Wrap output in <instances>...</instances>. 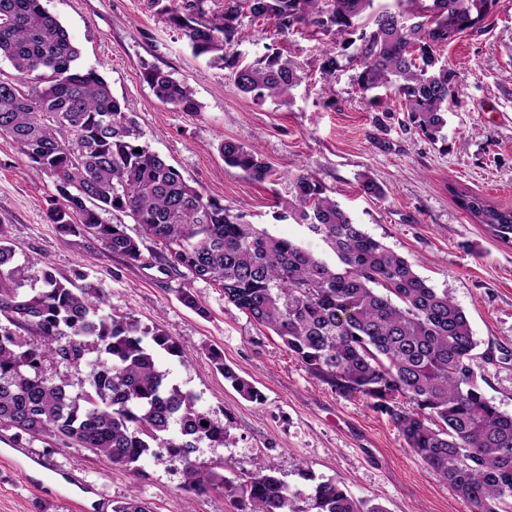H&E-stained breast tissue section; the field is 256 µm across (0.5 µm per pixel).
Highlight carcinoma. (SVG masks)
Returning a JSON list of instances; mask_svg holds the SVG:
<instances>
[{
    "label": "carcinoma",
    "mask_w": 512,
    "mask_h": 512,
    "mask_svg": "<svg viewBox=\"0 0 512 512\" xmlns=\"http://www.w3.org/2000/svg\"><path fill=\"white\" fill-rule=\"evenodd\" d=\"M206 0H148L183 32L195 56L232 69L234 84L255 102L290 96L301 81L281 49L265 46L251 62L227 54L239 19H266L278 35L312 29L337 38L359 33L356 83L370 100L393 92L408 122L434 139L447 125L459 88L456 72L438 64L436 48L477 30L499 0H407L411 12L376 0H228L221 24L200 21ZM13 78H0V138L11 140L61 197L49 212L62 237L83 236L105 252L142 261L140 240L101 213H121L164 249L162 259L221 289L224 300L275 333L285 348L336 392L359 394L388 415L407 448L469 506V512H512V415L487 399L476 381L479 346L467 316L446 292L426 283L407 259L370 236L313 176L294 178L282 217L304 224L336 256L332 266L299 244L259 230L244 213L204 196L142 142L133 114L116 99L42 0H0V58ZM156 98L182 112L199 103L184 81L143 65ZM70 133L61 141V132ZM224 163L262 182L270 168L255 149L226 140ZM361 194L384 189L367 174ZM460 209L491 234L512 242V208L452 190ZM15 250L0 225V429L62 445L76 444L110 463L138 470L146 455L185 462L183 488L221 489L236 512H386L327 480L290 488L267 465L237 484L191 461L199 444L222 446L224 421L197 396L168 380L159 356H180L177 341L133 316L104 313L101 282L83 275L62 282L42 272V288L20 291L10 268ZM184 306L208 311L193 291ZM90 366L88 386L73 395L68 380L43 374L47 361ZM216 368L239 395L262 400L249 380ZM208 425L203 426L201 422ZM112 512H151L132 495Z\"/></svg>",
    "instance_id": "carcinoma-1"
}]
</instances>
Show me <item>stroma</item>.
<instances>
[{
    "instance_id": "1",
    "label": "stroma",
    "mask_w": 512,
    "mask_h": 512,
    "mask_svg": "<svg viewBox=\"0 0 512 512\" xmlns=\"http://www.w3.org/2000/svg\"><path fill=\"white\" fill-rule=\"evenodd\" d=\"M43 4L78 47L80 64L96 68L133 113L145 142L204 195L243 210L257 228L332 265L336 257L319 236L281 217L294 176L312 174L369 235L408 259L428 285L448 292L484 355L477 374L485 396L512 414V243L470 220L450 193L455 187L512 206V0H500L480 30L437 49V58L458 73L459 97L436 141L407 125L397 100L373 104L362 97L353 36L280 38L279 48L298 63L303 80L289 102L256 103L237 90L230 69L194 56L182 32L147 0ZM329 42L336 45L337 67L327 75L321 64ZM146 63L188 83L199 111L161 103L143 79ZM227 139L256 148L270 176L257 182L224 164L217 146ZM364 173L383 186V198L360 194ZM56 201L51 179L0 138V224L15 250L16 281L32 294L46 270L63 281L98 279L108 294L107 313L128 314L173 334L183 354L161 358L162 369L230 426L223 446L200 445L192 456L196 465L218 468L232 460L231 477L240 481L271 463L289 486L303 485L308 472L319 482H340L387 512H468L408 450L387 415L361 395L337 393L274 333L227 303L220 288L168 267L160 246L148 239L142 262L133 265L83 237H60L48 218ZM188 288L204 302L207 316L180 302ZM214 349L262 392L263 403L241 398L215 370ZM19 446L14 466H0V512H99V500L113 504L132 494L151 512H235L222 491L197 496L183 490L184 463L177 458L147 456L134 472L76 445L51 448L26 437ZM72 469L91 487L79 511L62 477Z\"/></svg>"
}]
</instances>
